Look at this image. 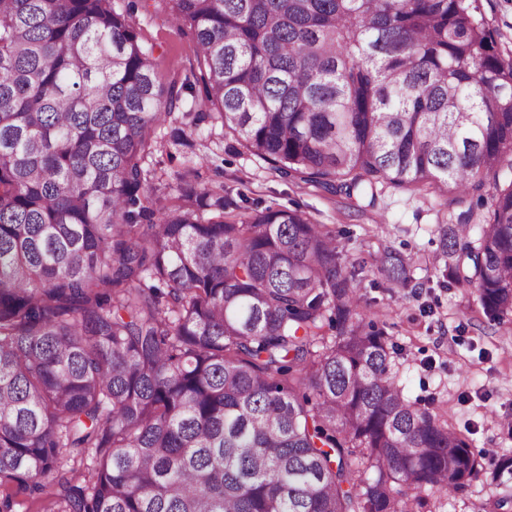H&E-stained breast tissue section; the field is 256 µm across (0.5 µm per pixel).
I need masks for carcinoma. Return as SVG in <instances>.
I'll return each mask as SVG.
<instances>
[{
    "mask_svg": "<svg viewBox=\"0 0 512 512\" xmlns=\"http://www.w3.org/2000/svg\"><path fill=\"white\" fill-rule=\"evenodd\" d=\"M479 0H167L206 111L279 177L479 192L435 258L512 321V56ZM114 0H0V512H422L512 455L411 399L340 242L298 210L154 197L180 109ZM413 260L386 253L396 288ZM81 480L47 481L64 457ZM483 512H512V493Z\"/></svg>",
    "mask_w": 512,
    "mask_h": 512,
    "instance_id": "obj_1",
    "label": "carcinoma"
}]
</instances>
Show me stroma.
I'll use <instances>...</instances> for the list:
<instances>
[{
	"mask_svg": "<svg viewBox=\"0 0 512 512\" xmlns=\"http://www.w3.org/2000/svg\"><path fill=\"white\" fill-rule=\"evenodd\" d=\"M492 30L498 53L512 55V0H479ZM140 41L153 48L159 73L184 80L196 66L192 40L167 20L165 0L137 8ZM204 109L200 91L185 92L179 113L159 126L157 151L148 159L152 195H173L188 157L200 156L198 183L224 185V216L237 218L246 202L304 212L314 223L336 232H350L346 264L362 267L359 287L371 316L384 324L400 354L396 366L408 395L438 396L457 424L474 423L476 448H493L512 455L503 422L489 415L488 403L512 404V324L493 332L471 297L459 289L439 287L433 260L439 228L468 218L487 220L492 190L456 198L422 189L414 192L384 187L374 208L361 210L319 188L279 178L265 162L241 152L225 136L219 122H197ZM413 257L416 266L410 288H391L375 269L386 252Z\"/></svg>",
	"mask_w": 512,
	"mask_h": 512,
	"instance_id": "obj_1",
	"label": "stroma"
}]
</instances>
